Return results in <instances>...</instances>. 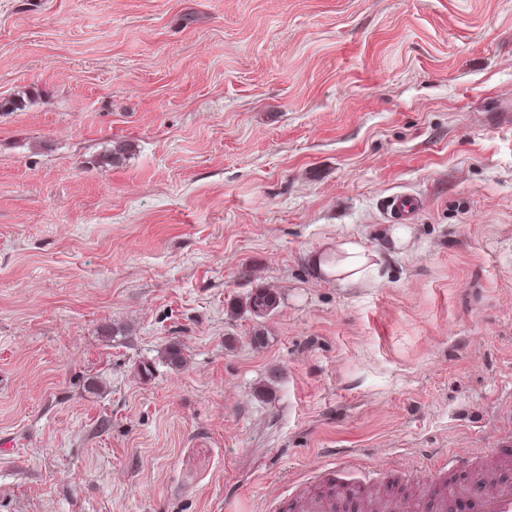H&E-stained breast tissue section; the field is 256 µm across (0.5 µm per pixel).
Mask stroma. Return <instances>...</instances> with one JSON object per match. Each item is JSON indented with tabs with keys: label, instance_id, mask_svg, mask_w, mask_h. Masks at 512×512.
<instances>
[{
	"label": "stroma",
	"instance_id": "obj_1",
	"mask_svg": "<svg viewBox=\"0 0 512 512\" xmlns=\"http://www.w3.org/2000/svg\"><path fill=\"white\" fill-rule=\"evenodd\" d=\"M21 94L0 512H269L512 428V0H0ZM339 237L367 286L312 272ZM336 465L325 467L319 471L314 480L309 483L314 488L302 484L288 488V500L284 510L292 512H340L333 482Z\"/></svg>",
	"mask_w": 512,
	"mask_h": 512
}]
</instances>
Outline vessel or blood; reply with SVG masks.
Masks as SVG:
<instances>
[{"instance_id": "obj_1", "label": "vessel or blood", "mask_w": 512, "mask_h": 512, "mask_svg": "<svg viewBox=\"0 0 512 512\" xmlns=\"http://www.w3.org/2000/svg\"><path fill=\"white\" fill-rule=\"evenodd\" d=\"M512 465V433L500 437L495 446L467 453H445L430 470L429 484L438 496L439 512H446L449 497L466 500L468 512H512V479L498 477L499 468ZM470 470L478 485L463 489L450 484V477ZM335 469L326 467L315 476L312 485L289 488L285 506L288 512H338L339 502L333 482ZM365 512H411L409 501L400 495L379 500L361 496Z\"/></svg>"}]
</instances>
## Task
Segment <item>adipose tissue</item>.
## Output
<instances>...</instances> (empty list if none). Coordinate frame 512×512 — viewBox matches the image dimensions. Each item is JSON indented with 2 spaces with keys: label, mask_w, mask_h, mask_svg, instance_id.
Returning a JSON list of instances; mask_svg holds the SVG:
<instances>
[{
  "label": "adipose tissue",
  "mask_w": 512,
  "mask_h": 512,
  "mask_svg": "<svg viewBox=\"0 0 512 512\" xmlns=\"http://www.w3.org/2000/svg\"><path fill=\"white\" fill-rule=\"evenodd\" d=\"M380 263V255L368 252L362 243L341 238L332 251L313 256L311 266L315 274L335 278L341 286L357 287Z\"/></svg>",
  "instance_id": "adipose-tissue-1"
}]
</instances>
